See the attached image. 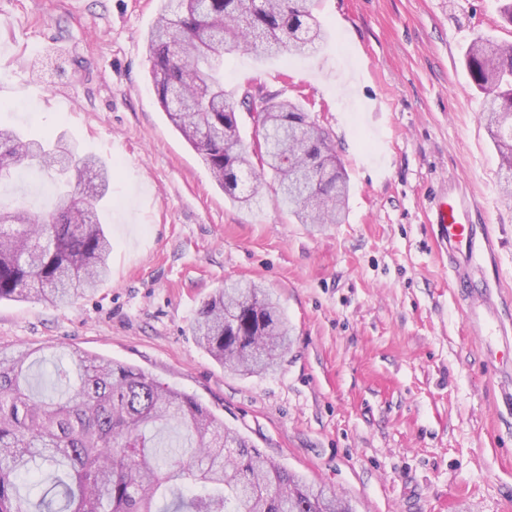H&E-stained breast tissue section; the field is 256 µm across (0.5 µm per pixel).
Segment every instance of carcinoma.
<instances>
[{
    "label": "carcinoma",
    "mask_w": 512,
    "mask_h": 512,
    "mask_svg": "<svg viewBox=\"0 0 512 512\" xmlns=\"http://www.w3.org/2000/svg\"><path fill=\"white\" fill-rule=\"evenodd\" d=\"M318 0H178L148 32L150 76L174 127L201 155L224 196L241 208L270 189L300 224H339L349 195L329 131L280 93L259 107L224 93V54L302 53L325 38ZM466 67L485 95L482 117L512 187V44L476 35ZM259 112L263 140L247 146L237 112ZM0 156L18 169L48 172L54 208L35 213L0 204V300L70 303L108 273L112 243L97 202L108 172L59 139L24 140L0 128ZM92 170L99 190L71 186V170ZM191 331L198 344L242 375L275 369L288 350V319L255 282L224 285L203 301ZM34 351L0 347V512H353L346 500L265 458L196 398L149 373L79 348L54 364L43 398L31 388ZM48 468L61 505L22 493L21 476Z\"/></svg>",
    "instance_id": "cac0c4a2"
}]
</instances>
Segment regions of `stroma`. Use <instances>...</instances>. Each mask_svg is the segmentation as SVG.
Listing matches in <instances>:
<instances>
[{"label": "stroma", "instance_id": "stroma-1", "mask_svg": "<svg viewBox=\"0 0 512 512\" xmlns=\"http://www.w3.org/2000/svg\"><path fill=\"white\" fill-rule=\"evenodd\" d=\"M501 0H320L324 42L224 57V89L286 91L325 126L350 182L342 223L298 224L224 196L155 94L146 37L161 0H0V126L64 138L111 168L100 218L111 274L49 307L0 301V346L78 348L194 396L268 458L356 512H512V416L497 358L465 320L428 220L458 191L497 262L475 304L512 319V195L464 55L512 43ZM49 175L0 201L50 210ZM504 289L485 295L486 278ZM253 280L292 329L278 369L239 375L191 323L224 283Z\"/></svg>", "mask_w": 512, "mask_h": 512}]
</instances>
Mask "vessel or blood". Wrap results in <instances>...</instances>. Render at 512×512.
Returning <instances> with one entry per match:
<instances>
[{"label": "vessel or blood", "instance_id": "vessel-or-blood-1", "mask_svg": "<svg viewBox=\"0 0 512 512\" xmlns=\"http://www.w3.org/2000/svg\"><path fill=\"white\" fill-rule=\"evenodd\" d=\"M465 198H441L433 212L437 240L448 250V267L456 288L467 289L471 268L485 265L494 251L487 226L473 223Z\"/></svg>", "mask_w": 512, "mask_h": 512}]
</instances>
